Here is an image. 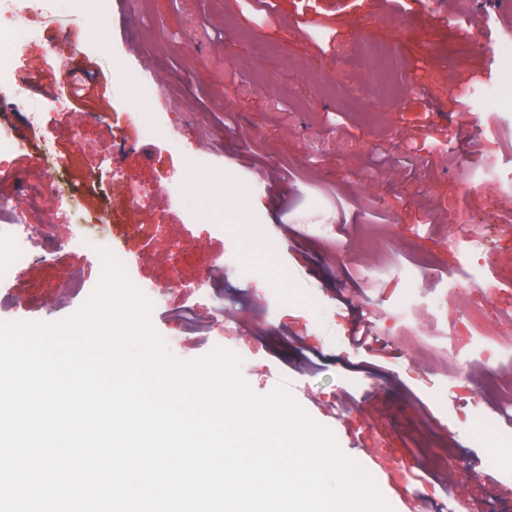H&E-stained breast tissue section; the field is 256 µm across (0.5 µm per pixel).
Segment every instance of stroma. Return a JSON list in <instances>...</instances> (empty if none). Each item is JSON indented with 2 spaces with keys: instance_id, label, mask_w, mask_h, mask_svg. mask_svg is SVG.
Segmentation results:
<instances>
[{
  "instance_id": "obj_1",
  "label": "stroma",
  "mask_w": 512,
  "mask_h": 512,
  "mask_svg": "<svg viewBox=\"0 0 512 512\" xmlns=\"http://www.w3.org/2000/svg\"><path fill=\"white\" fill-rule=\"evenodd\" d=\"M49 0L0 98V203L52 245L13 260L0 235V321L57 322L100 281L98 244L138 289L177 359L234 352L260 396L286 385L393 512H512V365L462 362L470 311L512 318V198L471 189L466 162L512 173V14L500 0H127L119 19ZM92 64L102 103L59 105L50 47ZM403 89L385 96L365 51ZM151 71L157 97L121 84ZM240 98L231 112L224 96ZM49 151L67 203L34 189ZM141 196L140 207L131 199ZM313 224L339 227L335 243ZM488 240L466 294L458 228ZM425 262L426 309L393 319L406 291L387 263ZM367 328L372 349L350 341ZM446 332L443 351L418 343Z\"/></svg>"
}]
</instances>
